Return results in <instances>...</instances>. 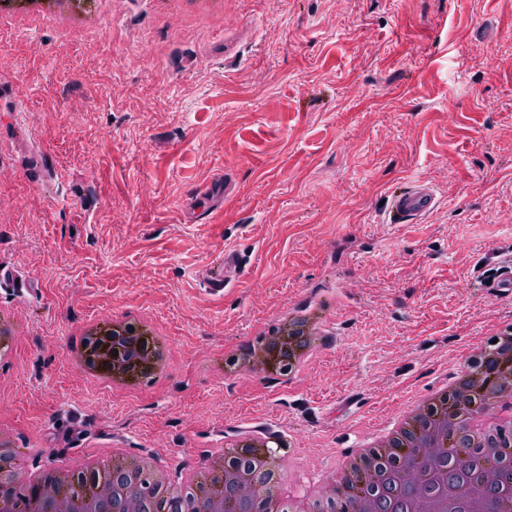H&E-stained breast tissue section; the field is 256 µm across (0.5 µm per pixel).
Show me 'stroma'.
Listing matches in <instances>:
<instances>
[{"instance_id": "35a3bbf8", "label": "stroma", "mask_w": 512, "mask_h": 512, "mask_svg": "<svg viewBox=\"0 0 512 512\" xmlns=\"http://www.w3.org/2000/svg\"><path fill=\"white\" fill-rule=\"evenodd\" d=\"M105 0L86 34L0 27V364L14 447L188 462L239 429L308 470L512 323V0ZM423 178L436 205L384 221ZM244 264L220 293L208 253ZM335 319L291 384L234 345L289 304ZM152 317L151 388L90 385L88 320ZM239 265V255L236 251L224 249V272L213 274L211 271H204L199 275L200 281L206 288L221 291L224 285L233 277Z\"/></svg>"}]
</instances>
